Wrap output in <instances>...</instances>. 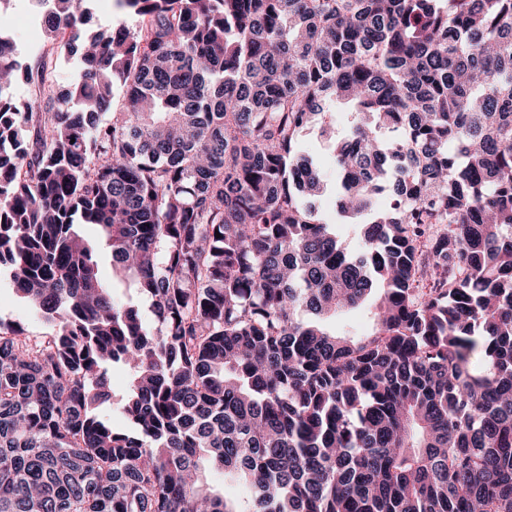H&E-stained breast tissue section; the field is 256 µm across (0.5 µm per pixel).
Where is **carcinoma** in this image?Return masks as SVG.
<instances>
[{"instance_id": "obj_1", "label": "carcinoma", "mask_w": 512, "mask_h": 512, "mask_svg": "<svg viewBox=\"0 0 512 512\" xmlns=\"http://www.w3.org/2000/svg\"><path fill=\"white\" fill-rule=\"evenodd\" d=\"M88 2L35 0L57 105L0 58V268L54 328L0 320V512H512V0ZM335 101L357 253L300 147ZM123 23L130 30L139 25V18L132 13H125L115 6V0H93V18L91 24L97 26H111ZM99 271L102 279L113 287L114 294L123 302L131 301L140 306V309L146 318H150L149 304L146 300L140 299L133 290L128 289L123 281L118 277L112 278V259L110 254L103 248L98 250ZM373 307L372 302H367L357 309L337 315L329 322L330 330L343 336L359 337L369 334L373 324ZM109 382L112 390L110 419L115 427H123L125 425V420L120 413L119 406L129 385V376L125 367L122 365H114L110 374Z\"/></svg>"}]
</instances>
